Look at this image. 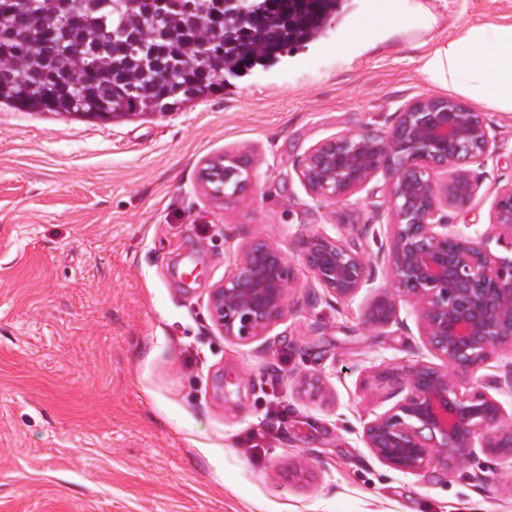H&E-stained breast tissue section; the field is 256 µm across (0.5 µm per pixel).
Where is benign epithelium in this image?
I'll list each match as a JSON object with an SVG mask.
<instances>
[{
    "mask_svg": "<svg viewBox=\"0 0 512 512\" xmlns=\"http://www.w3.org/2000/svg\"><path fill=\"white\" fill-rule=\"evenodd\" d=\"M497 152L483 116L464 103L439 97L414 100L391 129H346L313 146L298 165L312 199L344 204L379 173L388 176L389 234L379 252L387 281L362 315L365 330L406 325L402 304L415 309L424 346L443 361L388 372L395 403L363 422L361 437L383 463L416 474L435 464L457 467L478 446L512 460V412L485 390H460V373L475 374L494 355L512 351V256L494 254L492 235L512 237V184L492 190L486 233L471 235L445 214L475 199L483 180L471 169ZM245 170L232 191L208 184L210 167ZM253 160L226 152L206 160L200 184L215 201L245 197ZM301 258L328 294L347 300L373 279L366 251L341 238L315 235L301 243ZM292 281L288 256L256 240L243 245L231 276L214 286L209 310L224 337L250 344L288 312Z\"/></svg>",
    "mask_w": 512,
    "mask_h": 512,
    "instance_id": "benign-epithelium-1",
    "label": "benign epithelium"
}]
</instances>
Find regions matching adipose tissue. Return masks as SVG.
<instances>
[{
    "label": "adipose tissue",
    "mask_w": 512,
    "mask_h": 512,
    "mask_svg": "<svg viewBox=\"0 0 512 512\" xmlns=\"http://www.w3.org/2000/svg\"><path fill=\"white\" fill-rule=\"evenodd\" d=\"M420 70L434 87L512 112V25L489 22L468 27L457 38L437 40L421 58Z\"/></svg>",
    "instance_id": "ef3b65f1"
}]
</instances>
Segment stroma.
<instances>
[{
  "label": "stroma",
  "instance_id": "obj_1",
  "mask_svg": "<svg viewBox=\"0 0 512 512\" xmlns=\"http://www.w3.org/2000/svg\"><path fill=\"white\" fill-rule=\"evenodd\" d=\"M488 21L512 24V0H343L315 41L173 112L0 105V512H512L486 449L404 474L366 447L393 404L382 373L436 357L416 325L364 330L371 287L329 296L299 254L316 234L378 253L367 206L313 200L297 165L341 130L387 132L436 95L433 40ZM482 114L485 184L512 183V112ZM227 151L254 158L252 187L219 204L199 172ZM256 238L296 288L242 344L209 293Z\"/></svg>",
  "mask_w": 512,
  "mask_h": 512
}]
</instances>
